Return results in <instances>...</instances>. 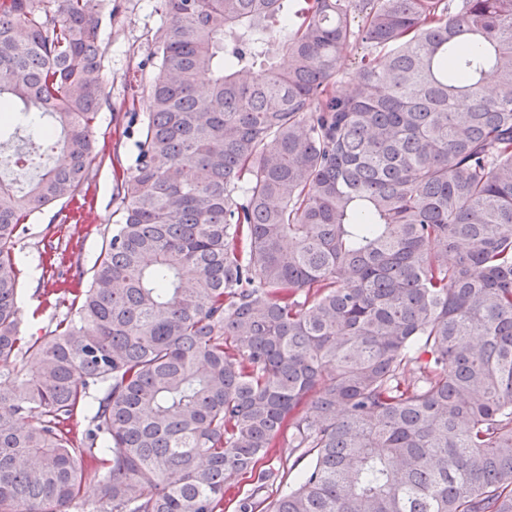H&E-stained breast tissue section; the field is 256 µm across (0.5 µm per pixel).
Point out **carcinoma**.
I'll list each match as a JSON object with an SVG mask.
<instances>
[{"label": "carcinoma", "instance_id": "obj_1", "mask_svg": "<svg viewBox=\"0 0 512 512\" xmlns=\"http://www.w3.org/2000/svg\"><path fill=\"white\" fill-rule=\"evenodd\" d=\"M100 2L0 0V132L59 151L0 180V364L33 361L0 512H223L285 434L267 512H512V0H159L122 223L24 336L20 225L98 156ZM25 135L24 132H20L17 134V138L22 139L23 142L18 141L17 138L16 141L22 146L24 151L29 152L30 158L32 159L30 167L26 170V175L30 178L35 177L42 171L45 162L52 163L57 158L58 151L57 149L51 151V145L49 143L35 141V144L31 145L23 138ZM284 436H285L284 437L285 442L282 445V446H284V448H276L275 455H273L271 458L264 459L260 462L261 468H265V469H267L269 467L273 468V469L279 468L280 476L284 472V469H283V467H284L285 475H284V478L282 479L283 483H281V485L279 484L280 483L279 480H281V478H280L279 480L275 481L273 484H269L264 489V491L254 499V501L256 503V505H255L256 509L254 512H264L263 510L266 509L267 504L270 501L276 499L277 496L279 495V493H281V491H283L285 489L286 485H288V483L290 481H292V479L294 478L297 471L306 465L307 460L301 459L298 461L295 469L292 472L288 473V467L291 466L293 461L296 460L298 453L293 455L292 458L290 459V461L288 460V448H286L288 446V440H287L286 434ZM284 438L281 437V442L283 441Z\"/></svg>", "mask_w": 512, "mask_h": 512}]
</instances>
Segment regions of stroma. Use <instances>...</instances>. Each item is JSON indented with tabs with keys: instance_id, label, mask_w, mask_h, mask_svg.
Instances as JSON below:
<instances>
[{
	"instance_id": "35a3bbf8",
	"label": "stroma",
	"mask_w": 512,
	"mask_h": 512,
	"mask_svg": "<svg viewBox=\"0 0 512 512\" xmlns=\"http://www.w3.org/2000/svg\"><path fill=\"white\" fill-rule=\"evenodd\" d=\"M158 0H103L101 34L106 53L103 74L107 101L100 112L95 138L98 149H119L125 175L134 172L139 123L147 117L139 84L155 61L152 37L163 19ZM109 162L95 165L82 189L91 222L80 232L71 226L75 204L59 203L32 217L17 248L23 258L19 280V319L28 336H46L68 312L63 293L89 287L91 267L107 234L121 219L122 204L114 194Z\"/></svg>"
}]
</instances>
